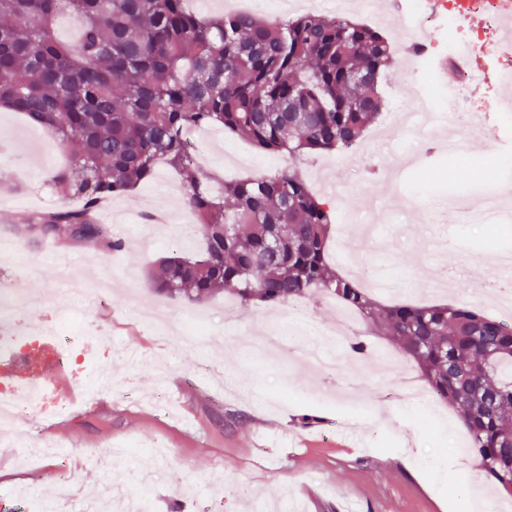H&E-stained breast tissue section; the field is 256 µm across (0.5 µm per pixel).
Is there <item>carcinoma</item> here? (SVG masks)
<instances>
[{"label":"carcinoma","mask_w":512,"mask_h":512,"mask_svg":"<svg viewBox=\"0 0 512 512\" xmlns=\"http://www.w3.org/2000/svg\"><path fill=\"white\" fill-rule=\"evenodd\" d=\"M81 19L77 40L55 29ZM387 36L343 16L203 17L185 0H0V105L73 144L50 173L63 205L18 220L41 242L121 252L99 204L154 178L164 164L188 179L203 250L161 262L156 289L187 303L227 293L275 308L329 294L413 362L468 432L482 474L512 497V326L466 303L382 305L329 258L332 211L295 165L201 184L185 133L218 126L293 159L347 150L385 109Z\"/></svg>","instance_id":"obj_1"}]
</instances>
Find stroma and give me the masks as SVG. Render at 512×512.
Wrapping results in <instances>:
<instances>
[{"label": "stroma", "mask_w": 512, "mask_h": 512, "mask_svg": "<svg viewBox=\"0 0 512 512\" xmlns=\"http://www.w3.org/2000/svg\"><path fill=\"white\" fill-rule=\"evenodd\" d=\"M497 96L496 88L486 89L474 122L455 129L467 157L458 164L456 179H472L469 160L498 157ZM443 133V127L426 121L383 137L372 126L349 149V164L336 165L335 153L325 152L306 167L307 173L323 175L336 226L369 217L374 230L361 235L354 256L387 266L393 283L413 279L409 292L375 290L380 303L406 297L423 304L439 301L436 285L457 271L462 252L484 237L485 225L470 223L462 210L448 207V183L439 177L440 166L448 161L439 145ZM0 134L12 143L0 170L24 186L19 193L0 192V242L17 247L15 264L0 263V278L16 282L24 295L39 300L31 313L18 315L19 325L35 328L54 318L51 294L60 285V265H70L87 288L108 272L109 302L91 307L73 296L66 302V315L111 336L125 353L116 360L100 351L94 365L96 372L111 373L113 381L122 383L123 393L101 395L86 409L47 421L37 415L20 420V428L34 440L51 438L63 454L44 460L41 467H26L10 449L0 447V500L21 488L48 485L62 512H79L84 498L109 484L126 495L149 496L152 512H281L285 507L290 512H455L459 499L491 496L479 468L466 456L457 417L444 405L428 410L402 406L387 365L356 364L348 349L337 347L332 354L338 369L332 377L289 355H270L251 346V339L283 323L293 339L320 344L336 318L322 295L274 309L244 310L224 295L189 307L154 290L150 276L172 247L188 255L203 247L191 231L195 217L184 209L178 191L183 181L177 174L160 170L153 182L102 210V222L128 236L122 252L36 246L14 233V219L64 205L48 177L69 157L70 145L1 107ZM403 149L418 151L419 165L395 189L384 190L378 171ZM196 150L208 168L222 170L227 180L270 173L291 162L239 140H204ZM467 266L455 300L500 317L501 300L481 287L496 277V269L484 260ZM144 307L176 319L192 313L209 333L210 345H155L163 328L140 321ZM352 374L372 387L369 410L348 402V390L336 386L337 377ZM401 424L420 430L407 448L386 440ZM128 441L135 444L133 453L116 463L113 447ZM75 456L81 466L74 487L67 472ZM451 457L458 463L455 474L437 482V466ZM140 468L153 473L150 489L128 478Z\"/></svg>", "instance_id": "stroma-1"}]
</instances>
